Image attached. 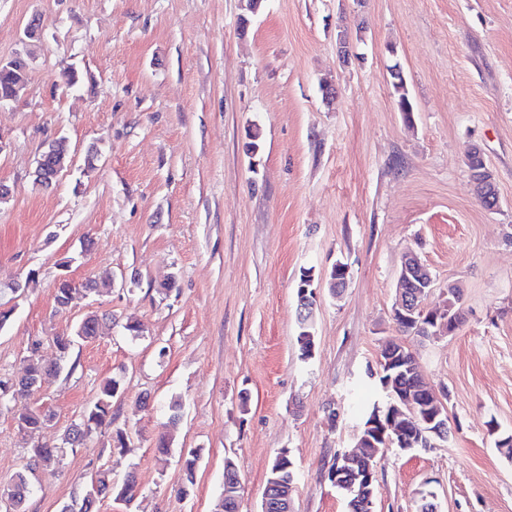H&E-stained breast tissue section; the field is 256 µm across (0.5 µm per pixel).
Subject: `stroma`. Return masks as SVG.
Instances as JSON below:
<instances>
[{"instance_id": "stroma-1", "label": "stroma", "mask_w": 512, "mask_h": 512, "mask_svg": "<svg viewBox=\"0 0 512 512\" xmlns=\"http://www.w3.org/2000/svg\"><path fill=\"white\" fill-rule=\"evenodd\" d=\"M241 13L239 0H0V60L19 50L32 16L45 28L25 93L0 110V182L13 190L0 205V287L35 276L0 294L13 308L0 373L21 376L33 340L50 360L51 337L89 313L112 316L38 393L0 410V483L27 463L15 413H50L39 437L55 441L116 377L111 429L38 469L26 512H61L99 469L134 474L140 494L102 498L98 512H214L228 458L242 479L240 512H261L283 448L297 471L295 512H346L328 470L380 396L371 373L391 339L447 392L453 434L434 448L381 449L375 512H415L424 491L438 512H512V460L495 445L512 434V0H264L245 27ZM396 63L409 122L391 85ZM252 130L262 141L254 158ZM60 137L73 165L36 190L34 162ZM93 141L102 155L88 171ZM472 146L498 209L472 189ZM409 250L435 280L426 308L461 287L465 321L453 334L398 331ZM339 262L346 288L338 298L320 289L314 354L301 360L300 272L326 275ZM64 271L131 281L61 309ZM174 398L183 408L172 428ZM115 430L126 449L111 448ZM191 450L195 485L183 498Z\"/></svg>"}]
</instances>
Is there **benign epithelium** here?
<instances>
[{
	"label": "benign epithelium",
	"instance_id": "1",
	"mask_svg": "<svg viewBox=\"0 0 512 512\" xmlns=\"http://www.w3.org/2000/svg\"><path fill=\"white\" fill-rule=\"evenodd\" d=\"M58 150L54 151L55 162L51 165L40 164L34 175L47 183L57 178L60 171L72 163L69 158L66 140H56ZM480 198L495 191L493 174L483 169L472 175ZM330 280L333 295H338L345 288L349 269L338 263L331 269ZM398 286L400 295L393 310V318L417 325L423 336L438 338L455 332L457 287L448 285L446 301L442 308L424 311L423 303L434 288V279L429 268L413 251H407L401 258ZM318 297V288L314 281L301 288V300L298 308V320L313 325V309L315 304L307 298V294ZM382 354L386 357L387 367H400L402 372L414 378L420 377L419 358L412 354L405 357V352L397 344L387 342L383 345ZM385 394L383 402L376 403V408L368 424L359 427L355 436V447L362 450L357 455L353 452L338 454L336 466L328 472L332 485H342L343 475L351 473L364 484L372 483L374 470L372 461L377 456L380 446L399 443L403 449L433 448L436 441L448 438V419L442 417L444 403L435 388L422 383L417 388L392 391L389 387L382 388ZM239 477L235 463L227 459L224 462V510L228 512L237 502ZM294 478L288 481L278 480L264 490L262 512H294Z\"/></svg>",
	"mask_w": 512,
	"mask_h": 512
}]
</instances>
